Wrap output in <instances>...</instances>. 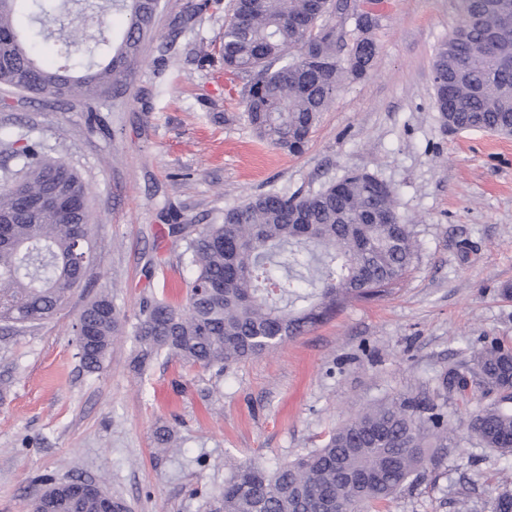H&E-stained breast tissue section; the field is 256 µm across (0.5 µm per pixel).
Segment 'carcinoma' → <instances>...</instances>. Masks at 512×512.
<instances>
[{
	"label": "carcinoma",
	"mask_w": 512,
	"mask_h": 512,
	"mask_svg": "<svg viewBox=\"0 0 512 512\" xmlns=\"http://www.w3.org/2000/svg\"><path fill=\"white\" fill-rule=\"evenodd\" d=\"M50 0H0V89L27 97L46 93L92 106L125 85L161 10L153 0H112L126 17L117 42L95 40L103 62L74 74L71 53L93 38L92 18L105 23L95 0H74L58 41L65 64H41L18 24L22 11L50 16ZM458 25L433 63L435 105L457 130L512 132V0H453ZM353 0H234L224 21V68L249 77L243 117L256 135L292 154L303 151L321 112L350 76L368 72L376 54L377 17ZM209 0H186L180 18L193 20ZM358 37L348 44L349 25ZM346 58H341L343 50ZM23 166L0 184V321L36 327L50 320L91 270L90 210L33 211L30 199L59 187L89 204L81 175L26 145ZM182 258L192 276L183 302L146 306L136 332L135 367L160 355L185 364L228 369L276 349L334 317L353 300L391 294L418 259L412 225L397 213L394 190L368 172H349L316 193L268 192L224 211L217 224L184 237ZM83 318L95 340L81 351L100 368L121 335L120 312L108 296L91 301ZM440 395L479 393L487 402L467 421L480 444L512 458V347L499 341L451 366ZM448 415L433 400L406 394L368 405L336 427L323 445L270 469L238 463L207 512H362L391 500L448 447ZM490 512H512V487L497 491Z\"/></svg>",
	"instance_id": "carcinoma-1"
}]
</instances>
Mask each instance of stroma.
<instances>
[{"label": "stroma", "mask_w": 512, "mask_h": 512, "mask_svg": "<svg viewBox=\"0 0 512 512\" xmlns=\"http://www.w3.org/2000/svg\"><path fill=\"white\" fill-rule=\"evenodd\" d=\"M375 2L371 69L346 80L298 155L241 117L248 79L221 64L231 0L178 27L184 0H165L125 86L94 110L50 94L0 104V175L20 168L31 142L76 169L95 254L86 285L53 319L0 328V512H29L47 483L78 478L131 512H205L225 462L294 459L366 404L436 399L448 365L493 340L512 345V135L442 125L432 67L457 24L452 0ZM351 170L390 185L413 226L419 260L399 288L224 371L167 356L135 369L143 305L176 296L191 275L171 226L204 227L262 193H314ZM100 293L113 295L125 336L90 372L76 325ZM481 406L449 397L458 431L447 458L369 512H460L512 483V459L459 425ZM163 427L176 452H157Z\"/></svg>", "instance_id": "1"}]
</instances>
